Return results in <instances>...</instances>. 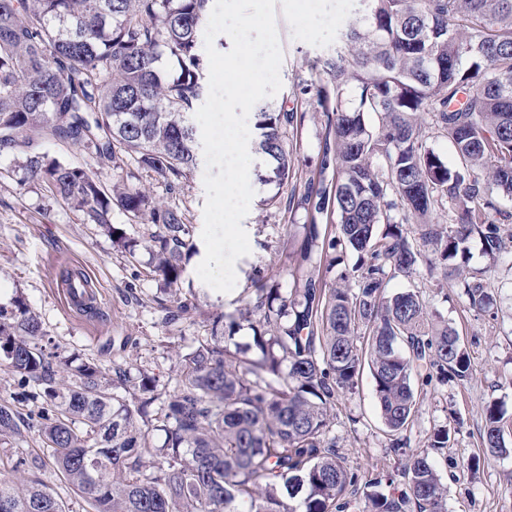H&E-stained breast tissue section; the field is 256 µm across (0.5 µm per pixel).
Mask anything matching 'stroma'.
I'll return each instance as SVG.
<instances>
[{
    "mask_svg": "<svg viewBox=\"0 0 512 512\" xmlns=\"http://www.w3.org/2000/svg\"><path fill=\"white\" fill-rule=\"evenodd\" d=\"M276 27L283 54L282 87L263 106L281 112H305L297 140L291 141L295 179L277 185L251 179L254 196L243 220L251 251L236 265L237 282L228 293L198 285L190 270L179 284L180 298L189 308L178 319L167 320L169 297L149 272L145 249L159 226L130 222L120 209L112 211L114 231L137 240L136 256L113 244L111 233L84 223L81 213L53 197L37 183L26 181L22 163L30 152H40L86 167L95 162L83 150L38 138L31 146L0 153V307L12 309L24 299L40 318L48 351L88 359L104 368L114 383L125 374L147 372L156 380L157 397H165L181 355L207 336L214 317L240 309L239 297L252 287L256 268H273L282 287L292 285L282 252L288 248L289 224L310 223L307 205H290L292 194H303L306 182L320 183L324 149V123L313 108L309 89L318 72L315 58L336 51V37L345 20L336 0H276ZM204 165H197L176 194L161 180L137 169L131 157L120 168L102 169L109 181L130 178L133 186L157 199L177 205L195 229L203 227L206 199ZM84 268L94 281L100 308L97 314L76 317L57 291L67 267ZM465 272L484 270V283L496 297L486 313L470 310L462 288L443 276L441 269L419 268L412 277L391 280L387 295L405 290L420 292L430 309L438 310L457 329L472 357L473 370L461 383L424 381L414 377L416 413L404 433L406 445L395 450L381 423L370 374H362L355 388L341 394L333 411L331 434L358 481L350 487L348 512H369L370 494L398 496L405 488L403 469L410 453L428 450L444 485L449 512H512V455L485 453L481 433L484 410L494 401L503 403L512 419V262L491 265L480 239H472L461 263ZM456 421L457 431L448 447L429 448L438 428ZM38 458V477L68 503L71 512H94L46 458L37 429H23L20 439L0 443V473L4 459L17 455Z\"/></svg>",
    "mask_w": 512,
    "mask_h": 512,
    "instance_id": "35a3bbf8",
    "label": "stroma"
}]
</instances>
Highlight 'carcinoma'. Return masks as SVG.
I'll use <instances>...</instances> for the list:
<instances>
[{
  "label": "carcinoma",
  "mask_w": 512,
  "mask_h": 512,
  "mask_svg": "<svg viewBox=\"0 0 512 512\" xmlns=\"http://www.w3.org/2000/svg\"><path fill=\"white\" fill-rule=\"evenodd\" d=\"M208 0H0V152L46 137L110 166L122 152L181 191L196 164L188 117L202 92L200 34ZM327 59L332 83L316 107L333 142V190L303 225L292 286L274 276L241 298L239 315L180 357L176 385L154 414V380L121 395L97 364L62 358L50 370L39 317L20 301L0 309V354L22 390L57 472L96 512H345L358 475L329 437L337 397L369 369L391 447L415 413L413 373L463 381L471 359L459 332L420 294H385L423 263L453 274L478 236L497 264L499 199L512 200V0H358ZM448 139L454 165L428 143L421 114ZM304 115L262 107L255 151L293 173L288 128ZM23 168L114 234L112 209L161 226L150 274L173 291L192 225L178 207L124 180L46 154ZM448 207V223L431 220ZM413 224V232L405 225ZM351 254L353 264L346 263ZM477 272L462 282L472 309L491 296ZM252 342L226 343L240 321ZM258 354L248 356L251 349ZM0 404V441L21 435ZM502 410L486 408L482 445L510 455ZM399 498L373 496L370 512H448L425 450L408 459ZM0 512H70L37 480L0 479Z\"/></svg>",
  "instance_id": "1"
}]
</instances>
